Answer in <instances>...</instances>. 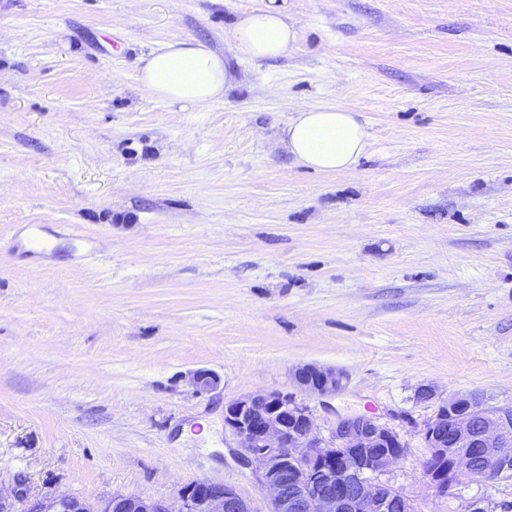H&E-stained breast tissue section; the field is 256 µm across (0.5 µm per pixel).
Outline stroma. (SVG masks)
Segmentation results:
<instances>
[{"label":"stroma","mask_w":512,"mask_h":512,"mask_svg":"<svg viewBox=\"0 0 512 512\" xmlns=\"http://www.w3.org/2000/svg\"><path fill=\"white\" fill-rule=\"evenodd\" d=\"M288 2L296 42L249 62L231 29L262 0H0L9 503H174L208 479L265 512L224 405L276 391L322 438L363 414L393 429L405 453L378 479L413 512H512V479L440 496L423 472L449 395L512 405V0ZM175 40L230 57L222 101L140 90L141 57ZM336 103L366 153L299 165L289 118ZM302 364L341 370L343 390L305 394Z\"/></svg>","instance_id":"stroma-1"}]
</instances>
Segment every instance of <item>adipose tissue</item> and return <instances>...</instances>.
I'll return each instance as SVG.
<instances>
[{"label":"adipose tissue","instance_id":"1","mask_svg":"<svg viewBox=\"0 0 512 512\" xmlns=\"http://www.w3.org/2000/svg\"><path fill=\"white\" fill-rule=\"evenodd\" d=\"M287 0L265 5L239 20L231 33L242 61L272 59L295 42ZM236 78L227 59L195 41H174L143 59L139 82L153 97L184 107L205 109L224 97ZM369 134L355 112L343 106L298 109L285 130V146L302 166L324 172L346 170L365 154Z\"/></svg>","mask_w":512,"mask_h":512}]
</instances>
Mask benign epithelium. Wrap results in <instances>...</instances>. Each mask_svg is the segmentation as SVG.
Returning a JSON list of instances; mask_svg holds the SVG:
<instances>
[{"label":"benign epithelium","mask_w":512,"mask_h":512,"mask_svg":"<svg viewBox=\"0 0 512 512\" xmlns=\"http://www.w3.org/2000/svg\"><path fill=\"white\" fill-rule=\"evenodd\" d=\"M293 379L314 396H331L343 387L340 371L315 364L295 368ZM224 424L259 471L267 512H412L401 491L372 480L403 456L404 444L370 416L338 419L324 440L314 434L306 406L269 392L225 404ZM424 439L430 448L425 474L439 494L466 482L490 486L512 472L511 406H487L473 394L450 395L427 424ZM19 512L255 510L233 488L205 479L183 488L177 506L142 495H114L98 504L61 495L29 501Z\"/></svg>","instance_id":"benign-epithelium-1"}]
</instances>
